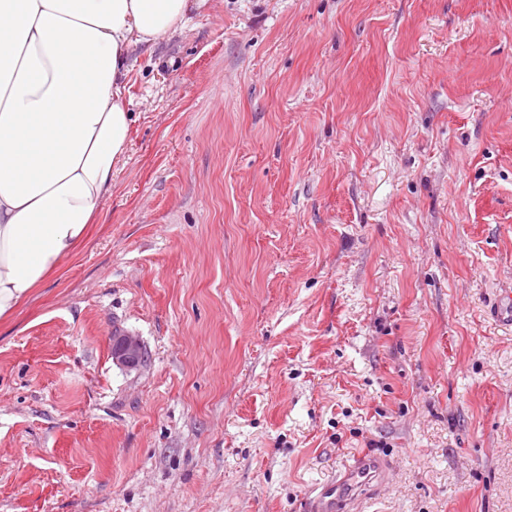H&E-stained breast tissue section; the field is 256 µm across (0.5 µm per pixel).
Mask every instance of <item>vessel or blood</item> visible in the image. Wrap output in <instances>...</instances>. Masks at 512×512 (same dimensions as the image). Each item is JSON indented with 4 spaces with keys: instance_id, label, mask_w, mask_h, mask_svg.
<instances>
[{
    "instance_id": "1",
    "label": "vessel or blood",
    "mask_w": 512,
    "mask_h": 512,
    "mask_svg": "<svg viewBox=\"0 0 512 512\" xmlns=\"http://www.w3.org/2000/svg\"><path fill=\"white\" fill-rule=\"evenodd\" d=\"M387 467L385 458L358 455L354 464L306 501L304 512H351L355 503L376 494L386 479Z\"/></svg>"
}]
</instances>
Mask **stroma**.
<instances>
[{
  "label": "stroma",
  "instance_id": "1",
  "mask_svg": "<svg viewBox=\"0 0 512 512\" xmlns=\"http://www.w3.org/2000/svg\"><path fill=\"white\" fill-rule=\"evenodd\" d=\"M133 57L0 320V512H303L367 451L354 512H512V0H206ZM112 359L123 369H136L145 363L146 350L138 337L124 333L113 339Z\"/></svg>",
  "mask_w": 512,
  "mask_h": 512
}]
</instances>
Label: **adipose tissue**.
<instances>
[{
    "mask_svg": "<svg viewBox=\"0 0 512 512\" xmlns=\"http://www.w3.org/2000/svg\"><path fill=\"white\" fill-rule=\"evenodd\" d=\"M203 0H0V318L84 241L128 147L131 51Z\"/></svg>",
    "mask_w": 512,
    "mask_h": 512,
    "instance_id": "adipose-tissue-1",
    "label": "adipose tissue"
}]
</instances>
